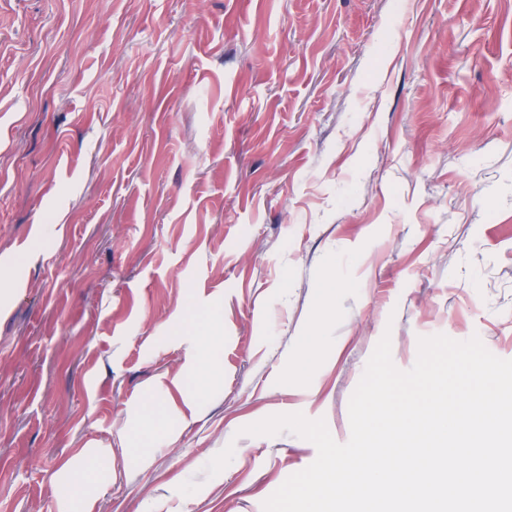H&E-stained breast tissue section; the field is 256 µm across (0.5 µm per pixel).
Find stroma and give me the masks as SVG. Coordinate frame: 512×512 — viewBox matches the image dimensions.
<instances>
[{
    "label": "stroma",
    "instance_id": "35a3bbf8",
    "mask_svg": "<svg viewBox=\"0 0 512 512\" xmlns=\"http://www.w3.org/2000/svg\"><path fill=\"white\" fill-rule=\"evenodd\" d=\"M436 334L512 359V0H0V512H263Z\"/></svg>",
    "mask_w": 512,
    "mask_h": 512
}]
</instances>
